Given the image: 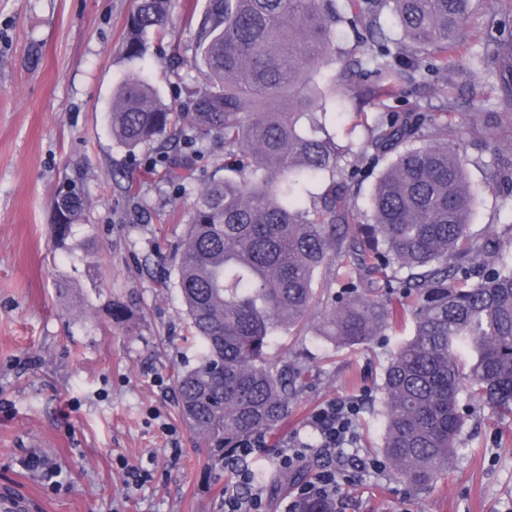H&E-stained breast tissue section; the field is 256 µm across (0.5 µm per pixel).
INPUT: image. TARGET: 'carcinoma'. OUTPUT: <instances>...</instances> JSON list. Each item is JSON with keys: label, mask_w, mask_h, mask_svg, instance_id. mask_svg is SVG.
Here are the masks:
<instances>
[{"label": "carcinoma", "mask_w": 512, "mask_h": 512, "mask_svg": "<svg viewBox=\"0 0 512 512\" xmlns=\"http://www.w3.org/2000/svg\"><path fill=\"white\" fill-rule=\"evenodd\" d=\"M172 0H137L124 55L141 59L166 24ZM471 0H206L194 65L204 85L188 103L165 102L128 76L112 98L113 137L133 150L172 137L188 157L217 135L235 149L240 181L212 179L188 214L176 269L201 353L179 373V406L190 430L222 466L249 438L277 429L304 392L312 368L270 356L275 332L306 333L323 306L319 335L337 351L365 346L410 320L412 336L390 353L378 414L380 453L391 474L420 491L447 476L462 442L461 400L512 416V239L471 231L477 198L470 160L452 138L448 115L496 119L478 88L489 85L512 109V0H499L489 36L460 55ZM395 20L397 33L383 19ZM366 32L354 50L336 30ZM350 86L363 107L378 104L360 151L341 149L327 124L317 75ZM442 111L412 96L431 77ZM486 165L512 185V161ZM153 166L183 183L168 154ZM376 174L363 215L352 195ZM328 178L305 204L307 185ZM85 190L54 200L57 245L80 223ZM320 270L335 275L314 287ZM304 465L268 478L270 490L303 482ZM296 512H336V496L312 494Z\"/></svg>", "instance_id": "cac0c4a2"}]
</instances>
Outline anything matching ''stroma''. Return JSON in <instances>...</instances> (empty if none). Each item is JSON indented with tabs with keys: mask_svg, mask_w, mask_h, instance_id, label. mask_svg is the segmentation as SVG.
Wrapping results in <instances>:
<instances>
[{
	"mask_svg": "<svg viewBox=\"0 0 512 512\" xmlns=\"http://www.w3.org/2000/svg\"><path fill=\"white\" fill-rule=\"evenodd\" d=\"M173 0L164 32L144 60L121 44L135 0H0V489L31 498L36 512H224L232 467L206 464L207 448L182 418L175 378L198 358L174 286L177 244L199 188L228 157L214 138L187 186L150 165L153 147L129 150L112 135L116 85L142 72L165 100L203 83L194 67L187 11ZM486 90L499 118L465 125L468 178L478 194L472 229L512 235V189L489 185L485 142L512 150V112ZM347 86L336 89V141L359 148L363 127ZM77 181L83 220L54 246L53 198ZM124 321L112 318L114 307ZM313 315L305 336L281 332L271 355L294 350L325 373L264 437L253 469L302 441L316 444L313 414L338 398L380 401L390 344L334 351ZM38 457L46 465L29 469ZM149 478L126 487L125 469ZM339 512H512V417L478 411L453 470L428 492L388 472L361 473L337 491Z\"/></svg>",
	"mask_w": 512,
	"mask_h": 512,
	"instance_id": "obj_1",
	"label": "stroma"
}]
</instances>
